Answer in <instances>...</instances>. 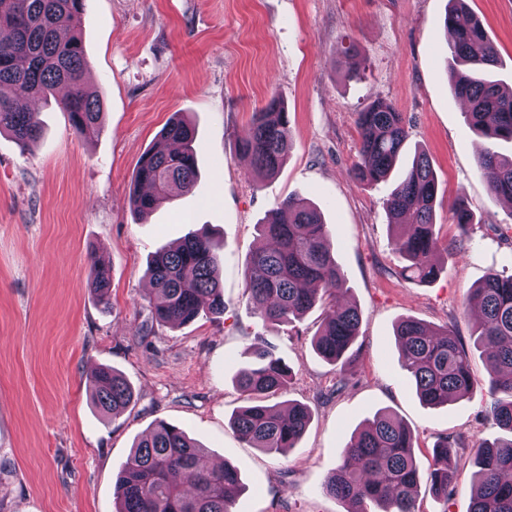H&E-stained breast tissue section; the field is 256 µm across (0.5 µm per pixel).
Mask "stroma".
<instances>
[{"label": "stroma", "mask_w": 512, "mask_h": 512, "mask_svg": "<svg viewBox=\"0 0 512 512\" xmlns=\"http://www.w3.org/2000/svg\"><path fill=\"white\" fill-rule=\"evenodd\" d=\"M492 38L512 85V0H466ZM448 0H86L81 27L91 89L105 104L102 129L76 133L57 101L40 104L42 136L20 147L0 135V512H115L113 487L133 445L157 420L183 428L206 459L236 467L245 489L233 512H346L323 484L362 424L381 410L416 437L429 469L445 438L462 460L447 502L420 485V512H468L479 444L501 429L479 390L446 406L423 405L398 361L394 330L406 318L450 327L471 347L475 316L464 301L489 273H512V205L477 170L483 138L469 130L450 89L443 21ZM283 101L292 149L279 173L257 181L237 144L270 97ZM409 130L388 181L356 180L359 112L378 99ZM182 115L196 131L192 191L147 216L131 198L141 156ZM439 183L436 231L445 250L437 278L403 277L385 200L417 151ZM291 196L321 212L358 308L360 335L346 385L312 346L314 308L286 325L262 322L244 270L258 224ZM464 199L469 236L451 220ZM204 230L220 241L224 312L170 328L152 325L148 265L154 253ZM112 274L111 305L91 286V257ZM263 336L291 368L282 401L306 404L310 425L295 448L268 454L229 426L242 406L235 380ZM106 365L134 400L102 415L86 377Z\"/></svg>", "instance_id": "35a3bbf8"}]
</instances>
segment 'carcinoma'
<instances>
[{
    "mask_svg": "<svg viewBox=\"0 0 512 512\" xmlns=\"http://www.w3.org/2000/svg\"><path fill=\"white\" fill-rule=\"evenodd\" d=\"M443 26L448 49L463 69L452 72L457 97L468 103V126L486 140L478 157L481 176L495 195L512 198V155L495 150L498 141L512 143V89L496 78L498 53L480 21L463 13L465 0H449ZM86 0H0V134H9L25 147L40 136L35 103L46 102L64 86L58 102L72 127L83 136L99 133L102 103L86 90L85 49L80 37ZM360 146L354 176L374 183L385 179L408 138L404 117L392 104L377 100L359 113ZM291 148L288 112L275 96L253 114L249 133L240 141V154L250 159L257 175L276 174ZM195 131L182 117L172 118L159 142L141 157L134 176V211L145 215L195 183ZM438 181L427 154L420 151L390 192L385 205L390 223L401 227L393 244L405 261L402 275L421 283L434 280L440 267L435 231ZM288 221L276 214L257 229L269 244L251 254L244 272L245 290L259 305L267 322L302 317L323 307L321 328L313 338L325 359L340 361L359 337L360 314L340 301L344 278L330 255L327 230L320 212L300 197L279 206ZM453 223L462 235L474 224L473 213L458 201L451 207ZM219 254L213 239L195 232L174 247L155 254L149 274L154 297L151 320L161 326H180L200 313H224V291L216 269ZM93 288L98 302L110 304V269L93 261ZM479 320L474 343L486 348L488 414L512 433V274L493 272L466 298ZM400 363L419 399L445 406L476 388L470 355L455 332L431 330L412 318L395 330ZM254 360L237 378L247 405L231 420L232 430L250 446L269 454L296 447L311 420L299 403L283 413L262 403L288 386L291 369L262 343ZM96 405L117 415L132 402L133 391L122 374L98 367L89 379ZM415 438L391 413L367 421L344 449V461L327 477L324 491L348 505V512H419L415 492L422 474L414 455ZM451 445H434L427 477L432 494L448 499L455 479L450 465ZM202 446L176 425L158 420L121 466L114 495L116 512H232L240 491L238 471L230 464L214 471L201 469ZM474 491L469 512H512V437L479 443L473 472Z\"/></svg>",
    "mask_w": 512,
    "mask_h": 512,
    "instance_id": "1",
    "label": "carcinoma"
}]
</instances>
